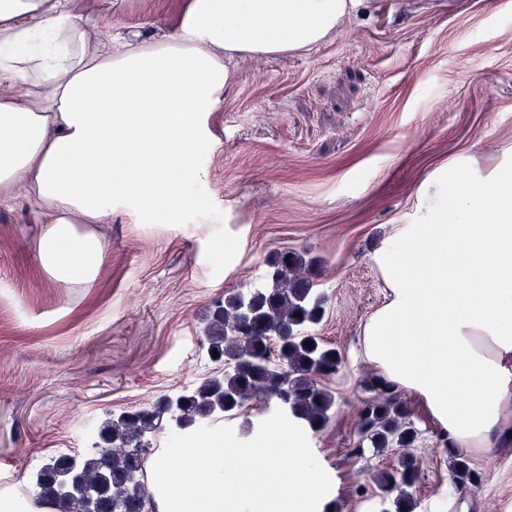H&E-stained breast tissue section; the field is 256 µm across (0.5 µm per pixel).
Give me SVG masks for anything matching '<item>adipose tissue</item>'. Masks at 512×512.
Here are the masks:
<instances>
[{"instance_id": "adipose-tissue-1", "label": "adipose tissue", "mask_w": 512, "mask_h": 512, "mask_svg": "<svg viewBox=\"0 0 512 512\" xmlns=\"http://www.w3.org/2000/svg\"><path fill=\"white\" fill-rule=\"evenodd\" d=\"M358 0H189L179 26L104 32L91 0H0V197L45 210L43 270L91 282L90 227L119 203L176 221L195 153L223 102L226 60L322 43ZM423 224L396 225L373 261L386 303L362 329L365 359L413 393L450 445L512 443V165L433 179Z\"/></svg>"}]
</instances>
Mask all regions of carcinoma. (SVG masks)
Returning a JSON list of instances; mask_svg holds the SVG:
<instances>
[{"label":"carcinoma","instance_id":"1","mask_svg":"<svg viewBox=\"0 0 512 512\" xmlns=\"http://www.w3.org/2000/svg\"><path fill=\"white\" fill-rule=\"evenodd\" d=\"M304 269L300 255L282 251L270 262L265 282L219 299L202 346L209 354L218 352L224 361L221 374L173 402L165 398L112 416L90 449L50 457L33 472L31 500L54 512H86L90 491L102 489L100 512H148L155 501L147 468L162 435L229 420L253 401L273 399L292 419L314 432L322 430L335 402L323 380L338 371L341 358L333 357L336 348L312 330L324 316V300L302 276ZM374 391L361 411V441L382 450L412 447L418 432L394 385L378 377ZM448 454L454 487L474 483L467 457L452 448ZM413 483L408 466L376 477L382 494L400 490L395 512H410L404 488Z\"/></svg>","mask_w":512,"mask_h":512}]
</instances>
